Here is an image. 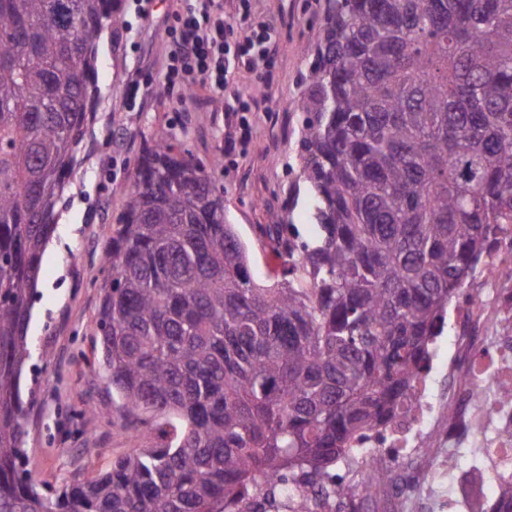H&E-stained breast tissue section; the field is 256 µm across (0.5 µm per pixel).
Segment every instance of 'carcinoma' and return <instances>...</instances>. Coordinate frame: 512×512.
I'll list each match as a JSON object with an SVG mask.
<instances>
[{"mask_svg":"<svg viewBox=\"0 0 512 512\" xmlns=\"http://www.w3.org/2000/svg\"><path fill=\"white\" fill-rule=\"evenodd\" d=\"M114 3L0 0V512H233L257 475H320L411 397L512 225V0H326L297 103L318 233L259 227L271 288L205 166L168 136L144 152L104 252L98 365L159 442L43 493L21 380Z\"/></svg>","mask_w":512,"mask_h":512,"instance_id":"cac0c4a2","label":"carcinoma"}]
</instances>
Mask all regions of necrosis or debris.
Masks as SVG:
<instances>
[{
  "mask_svg": "<svg viewBox=\"0 0 512 512\" xmlns=\"http://www.w3.org/2000/svg\"><path fill=\"white\" fill-rule=\"evenodd\" d=\"M512 234L500 236L478 265L470 289L453 303L448 332L435 336L413 382V397L359 439L360 455L312 482L256 479L244 512H362L372 504L385 512H493L498 490L512 483ZM467 452L470 480L455 460ZM388 467L413 460L407 480L368 495L363 476L374 459Z\"/></svg>",
  "mask_w": 512,
  "mask_h": 512,
  "instance_id": "obj_1",
  "label": "necrosis or debris"
}]
</instances>
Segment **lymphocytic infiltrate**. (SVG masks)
Masks as SVG:
<instances>
[{"label": "lymphocytic infiltrate", "mask_w": 512, "mask_h": 512, "mask_svg": "<svg viewBox=\"0 0 512 512\" xmlns=\"http://www.w3.org/2000/svg\"><path fill=\"white\" fill-rule=\"evenodd\" d=\"M166 68L170 89L185 92L194 81L224 89L232 68H262L265 82H272L271 38L265 24H257L242 38L228 42L232 24L216 0H196L193 8L178 14Z\"/></svg>", "instance_id": "obj_1"}]
</instances>
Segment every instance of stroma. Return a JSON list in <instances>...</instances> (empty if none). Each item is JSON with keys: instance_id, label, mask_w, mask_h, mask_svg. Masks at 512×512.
Returning a JSON list of instances; mask_svg holds the SVG:
<instances>
[{"instance_id": "35a3bbf8", "label": "stroma", "mask_w": 512, "mask_h": 512, "mask_svg": "<svg viewBox=\"0 0 512 512\" xmlns=\"http://www.w3.org/2000/svg\"><path fill=\"white\" fill-rule=\"evenodd\" d=\"M239 0H220L238 34L266 23L278 49L275 79L234 69L221 92L192 85L184 99L157 93L168 58V29L186 0H153L141 19L133 0H118L120 35L104 30L98 45L97 92L72 172L57 205L56 230L42 262L29 334L36 357L28 363L23 393L33 396L27 416V452L39 487L87 480L113 460L155 443L147 430L127 429L106 373L95 364L102 263L112 226L122 211L138 158L159 134L176 135L192 157L210 166L224 197V214L248 247L250 269L260 285L281 280V260L257 232L278 215L301 240L313 241L317 226L310 198L298 189L296 146L302 114L296 102L306 87L310 50L320 40L325 0H250L241 18ZM144 78L141 105L123 103L125 81ZM247 118L249 134L238 152L223 156L224 140ZM47 358H40V351Z\"/></svg>"}]
</instances>
